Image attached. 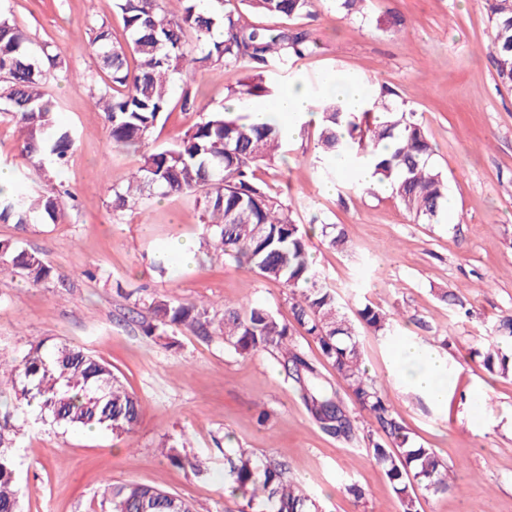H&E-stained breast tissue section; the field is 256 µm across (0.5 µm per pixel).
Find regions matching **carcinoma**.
<instances>
[{
  "label": "carcinoma",
  "instance_id": "cac0c4a2",
  "mask_svg": "<svg viewBox=\"0 0 512 512\" xmlns=\"http://www.w3.org/2000/svg\"><path fill=\"white\" fill-rule=\"evenodd\" d=\"M258 15L296 20L312 15L313 0H238ZM493 36L486 45L499 82L512 86V0H485ZM123 21L124 41L104 23L87 28L86 41L108 82L91 93L105 114L113 144L138 148L167 112L175 76L205 67L245 73L231 96L243 103L274 99L279 81L268 74L272 63L286 65L308 56L307 32L267 28L244 22L239 8L226 0H115ZM50 46L33 47L27 33L0 12V113L8 114L22 133L21 154L39 159L46 181L54 183L74 143L72 131L57 119L59 103L44 90L47 76L62 67ZM385 83L375 89L371 108L355 115L342 111L336 96L318 94L321 113L318 162L323 176L333 175L340 155L370 156L373 175L388 182L405 210L423 224H439L448 203L445 175L430 162L433 149L415 112L397 104ZM200 119L171 148L150 154L127 183L114 191V209L141 206L150 196L168 197L199 191L204 197V231L200 246L211 249L261 278L289 288L292 320L258 304L183 303L167 295L151 297L146 336L184 329L201 340L212 333L241 355L267 351L291 379L316 426L346 444L359 443L392 484L401 512H420L416 489L448 491V468L432 448L415 445L403 422L387 404L384 389L361 368L353 321L338 291L320 282L309 253V234L293 219V210L255 176V168L285 156L288 129L274 120L255 124L249 116L224 106L197 109ZM63 196L36 193L22 177L0 189V222L29 224L56 220ZM18 274L34 284L56 276L37 253L12 239H0V272ZM359 320L384 339L393 320L369 304ZM298 325L319 345L332 365L336 382L325 379L292 343ZM486 369L507 375L509 356L484 358ZM351 391L353 404L367 413L386 438L363 432L357 416L343 404L338 387ZM14 393L36 419L64 430H105L128 434L140 420L138 398L112 367L85 348L66 341L31 343L10 363L0 358V397ZM18 407L0 411V512H20L17 452ZM177 439L161 448L172 466L194 475L206 459L190 457ZM224 472L232 497L246 499L250 512H322L320 504L291 480L280 463L264 461L247 448L224 452ZM112 512H194L182 497L151 486L106 484Z\"/></svg>",
  "mask_w": 512,
  "mask_h": 512
}]
</instances>
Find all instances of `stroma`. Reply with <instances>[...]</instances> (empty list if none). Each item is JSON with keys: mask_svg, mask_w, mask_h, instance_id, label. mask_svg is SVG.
<instances>
[{"mask_svg": "<svg viewBox=\"0 0 512 512\" xmlns=\"http://www.w3.org/2000/svg\"><path fill=\"white\" fill-rule=\"evenodd\" d=\"M114 0H0L34 45L51 44L65 61L45 89L60 103L58 120L74 132L61 180L74 196L57 223L1 224L0 239L19 241L52 265L55 280L33 284L0 274V354L51 337L84 347L110 364L138 397L134 433L66 431L26 418L19 478L23 512H110L105 483H139L190 501L196 512H240L224 491V451L248 448L286 464L288 475L324 512H400L383 470L364 448L328 437L310 419L269 353L242 356L221 335L202 341L175 332L173 345L143 335L126 291L185 302L261 304L288 315V290L222 256L196 251L192 263L166 254L174 240L198 243L203 198L193 193L147 199L116 212L122 187L144 154L171 147L198 119L174 107L141 150L115 147L89 87L104 74L81 34L106 23L123 30ZM401 23L390 27L388 20ZM310 55L278 66L282 85L324 89L326 75L374 78L397 91L425 125L431 161L448 178L455 212L441 224L413 219L392 193L346 190L354 174L321 178L309 161L319 127L306 125L286 162L256 170L310 227L309 250L323 283L338 289L348 313L372 305L398 321L394 341L356 323L362 366L383 387L391 409L416 443L435 449L451 471L447 493L420 491L421 512H512V375L490 374L482 356L489 331L512 315V89L498 84L485 52L492 36L484 0H369L365 16L335 0H314L297 20ZM243 74L199 69L190 86L218 106ZM21 136L0 116V168L21 171L46 189L36 159L20 154ZM343 229L346 248L329 246L320 227ZM431 346L448 360V400L434 405L391 367L395 343ZM269 418L258 423L257 413ZM184 436L186 452L205 458L200 475L170 466L166 439ZM358 485L362 499L348 493Z\"/></svg>", "mask_w": 512, "mask_h": 512, "instance_id": "obj_1", "label": "stroma"}]
</instances>
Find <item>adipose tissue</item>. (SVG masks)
<instances>
[{"mask_svg": "<svg viewBox=\"0 0 512 512\" xmlns=\"http://www.w3.org/2000/svg\"><path fill=\"white\" fill-rule=\"evenodd\" d=\"M274 115L287 120L288 129L292 132L319 118L312 95L305 88L294 85L283 90L276 109L271 110L261 104L249 108L250 119L255 123L267 122ZM393 368L407 384L417 388L434 404L445 403L448 397L445 358L435 348L414 343L400 344L393 354Z\"/></svg>", "mask_w": 512, "mask_h": 512, "instance_id": "obj_1", "label": "adipose tissue"}]
</instances>
